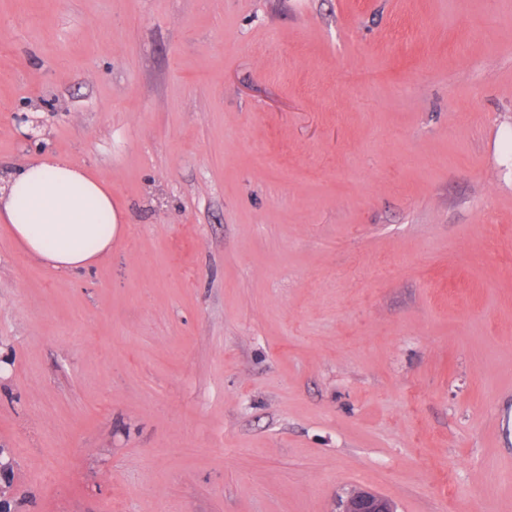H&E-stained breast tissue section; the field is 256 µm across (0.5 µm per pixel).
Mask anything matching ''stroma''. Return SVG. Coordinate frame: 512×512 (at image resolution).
Wrapping results in <instances>:
<instances>
[{
    "mask_svg": "<svg viewBox=\"0 0 512 512\" xmlns=\"http://www.w3.org/2000/svg\"><path fill=\"white\" fill-rule=\"evenodd\" d=\"M43 156L121 231L0 226L12 512H512V0H0ZM393 504L374 491L351 489L338 503L336 512H394Z\"/></svg>",
    "mask_w": 512,
    "mask_h": 512,
    "instance_id": "obj_1",
    "label": "stroma"
}]
</instances>
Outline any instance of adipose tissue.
<instances>
[{"label":"adipose tissue","instance_id":"ef3b65f1","mask_svg":"<svg viewBox=\"0 0 512 512\" xmlns=\"http://www.w3.org/2000/svg\"><path fill=\"white\" fill-rule=\"evenodd\" d=\"M113 213L106 182L60 157L0 176V221L23 251L56 271L89 270L111 254L117 227L99 217Z\"/></svg>","mask_w":512,"mask_h":512}]
</instances>
